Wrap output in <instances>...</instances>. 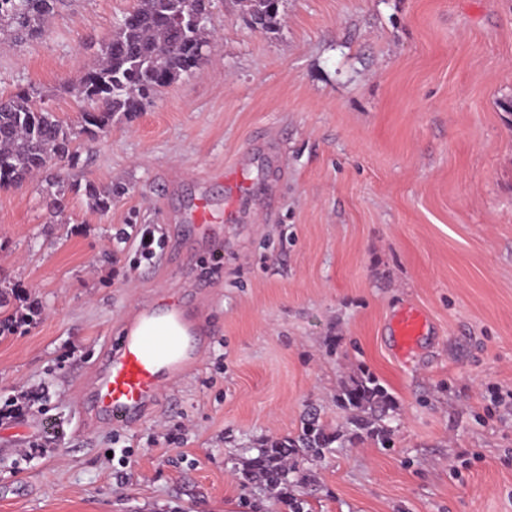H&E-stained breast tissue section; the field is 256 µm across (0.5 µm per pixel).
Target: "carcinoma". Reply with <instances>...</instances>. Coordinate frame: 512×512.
<instances>
[{
    "label": "carcinoma",
    "mask_w": 512,
    "mask_h": 512,
    "mask_svg": "<svg viewBox=\"0 0 512 512\" xmlns=\"http://www.w3.org/2000/svg\"><path fill=\"white\" fill-rule=\"evenodd\" d=\"M281 0H233L258 28L272 32L281 23ZM68 5L67 0H0V35L35 38L42 35L53 12ZM212 0H138L137 6L118 22L111 37L100 47L97 60L86 68L72 93L87 105L75 132L48 109L38 104L40 94L22 90L0 97V188L19 186L43 173L42 194L55 214L64 212L68 195L86 199L101 214L112 207V199L125 187L92 181L72 183L63 172L80 160L78 137L96 139L107 131L118 114L134 115L143 102L159 89L191 74L205 56L209 45L208 24ZM390 398L387 390L367 375L345 390L341 407L356 428L365 429L375 419L366 413L386 417ZM330 432L311 417L294 437L267 439L246 449L250 453L241 476L248 484L256 479L288 489L304 476L288 465L299 450L321 456L336 442Z\"/></svg>",
    "instance_id": "obj_1"
}]
</instances>
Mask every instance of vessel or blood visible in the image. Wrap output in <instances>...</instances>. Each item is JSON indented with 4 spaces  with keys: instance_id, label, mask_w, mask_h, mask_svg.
Returning <instances> with one entry per match:
<instances>
[{
    "instance_id": "vessel-or-blood-1",
    "label": "vessel or blood",
    "mask_w": 512,
    "mask_h": 512,
    "mask_svg": "<svg viewBox=\"0 0 512 512\" xmlns=\"http://www.w3.org/2000/svg\"><path fill=\"white\" fill-rule=\"evenodd\" d=\"M163 313L172 316L181 328H188L189 323L180 308L173 305L161 310L146 309L144 315L126 321L115 344L100 358L102 371L79 390L80 399L89 409L87 424L93 426L102 420L124 424L141 419L156 399L161 373H168L175 380L192 371L194 355L177 350L167 367L162 368L143 337L137 336L136 330L143 318H155ZM427 323L426 315L419 309L401 311L392 324L398 352H410L425 334Z\"/></svg>"
}]
</instances>
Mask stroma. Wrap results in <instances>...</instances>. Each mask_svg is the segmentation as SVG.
<instances>
[{"label":"stroma","instance_id":"1","mask_svg":"<svg viewBox=\"0 0 512 512\" xmlns=\"http://www.w3.org/2000/svg\"><path fill=\"white\" fill-rule=\"evenodd\" d=\"M137 0H74L0 41V96L68 123L83 65ZM281 27L218 6L195 72L87 142L69 180L119 183L104 214L40 179L0 189V512H512V0H283ZM264 191L224 221L238 186ZM207 204L213 223L194 232ZM155 231L152 257L139 232ZM170 301L204 337L135 425L80 429L76 397L121 324ZM425 312L396 353L389 325ZM373 375L390 447L348 441L338 400ZM316 414L341 438L287 495L242 484L246 447ZM459 467L460 477L450 475ZM426 315L416 308L401 311L393 320L392 329L398 352L406 354L418 343L427 329Z\"/></svg>","mask_w":512,"mask_h":512}]
</instances>
